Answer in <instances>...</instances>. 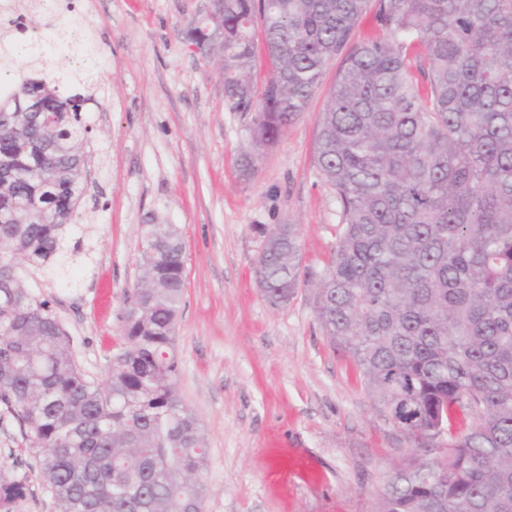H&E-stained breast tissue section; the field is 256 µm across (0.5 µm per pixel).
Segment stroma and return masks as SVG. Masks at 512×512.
I'll list each match as a JSON object with an SVG mask.
<instances>
[{
	"instance_id": "obj_1",
	"label": "stroma",
	"mask_w": 512,
	"mask_h": 512,
	"mask_svg": "<svg viewBox=\"0 0 512 512\" xmlns=\"http://www.w3.org/2000/svg\"><path fill=\"white\" fill-rule=\"evenodd\" d=\"M207 0H76L80 53L108 97L87 106L95 150L88 192L71 227L85 252L66 276L30 269L29 289L50 299L75 361L100 381L126 345L127 295L143 278L142 230L182 235L186 287L174 352L179 393L209 448L205 512H374L394 464L411 449L368 393L343 350L323 336L314 284L340 221L313 151L326 94L271 149L257 152L252 115L224 99L220 60L186 34ZM68 39L38 50L41 75L91 94L67 71ZM301 230L302 282L287 306L265 301L257 274L264 232ZM20 427L0 410V464L27 471L21 512H55ZM302 461L290 491L270 471Z\"/></svg>"
}]
</instances>
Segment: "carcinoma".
I'll return each instance as SVG.
<instances>
[{"label":"carcinoma","instance_id":"carcinoma-1","mask_svg":"<svg viewBox=\"0 0 512 512\" xmlns=\"http://www.w3.org/2000/svg\"><path fill=\"white\" fill-rule=\"evenodd\" d=\"M370 9L381 35L356 42ZM10 13L4 57L28 58L35 22L17 3ZM258 21L271 69L260 86ZM210 24L224 26V97L253 113L259 150L341 58L314 146L340 208L314 304L413 448L375 512H512V0H219ZM91 100L43 78L0 97V407L56 512H203L208 448L173 354L180 232L145 225L127 345L101 384L19 275L83 252L68 234L88 188ZM258 275L270 304L294 296L298 225L265 232ZM29 493L27 475L0 465V512Z\"/></svg>","mask_w":512,"mask_h":512}]
</instances>
